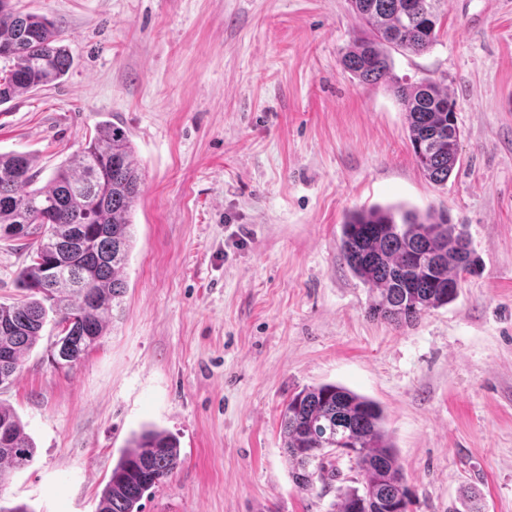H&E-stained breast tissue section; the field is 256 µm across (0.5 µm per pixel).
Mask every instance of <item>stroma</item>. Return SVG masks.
I'll list each match as a JSON object with an SVG mask.
<instances>
[{
  "label": "stroma",
  "instance_id": "35a3bbf8",
  "mask_svg": "<svg viewBox=\"0 0 512 512\" xmlns=\"http://www.w3.org/2000/svg\"><path fill=\"white\" fill-rule=\"evenodd\" d=\"M47 16L74 63L0 105V153L49 176L108 120L143 172L128 287L106 336L57 366L45 328L0 404L33 463L0 505L96 512L134 432L180 443L141 512H330L299 491L280 412L331 383L382 406L410 512H512V0H447L437 43L394 73L456 100L460 163L419 171L400 101L342 65L349 0H13ZM402 204L465 225L479 266L457 298L397 327L348 271L346 212ZM26 252L0 236V303Z\"/></svg>",
  "mask_w": 512,
  "mask_h": 512
}]
</instances>
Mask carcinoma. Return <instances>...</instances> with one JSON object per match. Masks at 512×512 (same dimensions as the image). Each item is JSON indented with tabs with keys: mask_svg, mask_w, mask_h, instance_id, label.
Segmentation results:
<instances>
[{
	"mask_svg": "<svg viewBox=\"0 0 512 512\" xmlns=\"http://www.w3.org/2000/svg\"><path fill=\"white\" fill-rule=\"evenodd\" d=\"M362 32L343 55L359 81L385 84L401 101L415 162L430 182L444 184L460 162L461 131L448 88L416 84L393 74L390 50L421 53L437 41L441 0H350ZM0 105L63 79L73 57L55 23L0 0ZM27 152L0 153V230L33 241L18 274L22 299L0 303V386L12 384L44 327L79 337L56 364L72 368L106 335L127 291L124 270L133 248L132 214L142 170L129 134L105 121L56 168L42 187ZM462 225L444 211L370 206L347 213L340 250L352 274L369 286L368 315L396 326L452 302L464 268L477 258ZM283 450L296 486L323 487L349 463L355 485L338 488L334 512H408L411 492L385 427L379 403L343 386L322 384L294 394L280 412ZM344 449L338 454L334 447ZM35 447L17 414L0 405V478L34 460ZM179 442L164 430L144 429L129 440L112 468L97 512H140L144 494L178 466Z\"/></svg>",
	"mask_w": 512,
	"mask_h": 512,
	"instance_id": "cac0c4a2",
	"label": "carcinoma"
}]
</instances>
